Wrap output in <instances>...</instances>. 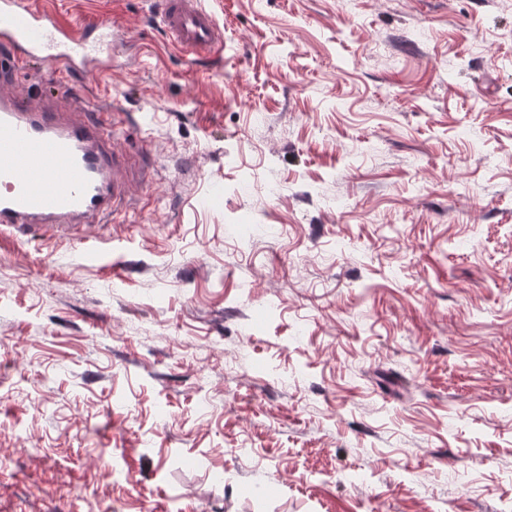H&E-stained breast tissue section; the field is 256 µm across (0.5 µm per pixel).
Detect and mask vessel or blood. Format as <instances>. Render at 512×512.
<instances>
[{"mask_svg":"<svg viewBox=\"0 0 512 512\" xmlns=\"http://www.w3.org/2000/svg\"><path fill=\"white\" fill-rule=\"evenodd\" d=\"M153 20L177 49L212 62L223 32L203 0H155ZM112 30L61 20L46 0H0V71L41 62L66 81L62 109L29 110L0 92V227L37 225L75 239L108 216L125 214L128 184L142 167L105 135L112 114L84 115L76 81L111 61Z\"/></svg>","mask_w":512,"mask_h":512,"instance_id":"b4317fda","label":"vessel or blood"}]
</instances>
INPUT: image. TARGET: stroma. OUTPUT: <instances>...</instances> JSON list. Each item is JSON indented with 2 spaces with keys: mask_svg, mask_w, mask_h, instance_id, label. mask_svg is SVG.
<instances>
[{
  "mask_svg": "<svg viewBox=\"0 0 512 512\" xmlns=\"http://www.w3.org/2000/svg\"><path fill=\"white\" fill-rule=\"evenodd\" d=\"M55 3L148 167L0 231V512H512V0H206L213 66Z\"/></svg>",
  "mask_w": 512,
  "mask_h": 512,
  "instance_id": "1",
  "label": "stroma"
}]
</instances>
